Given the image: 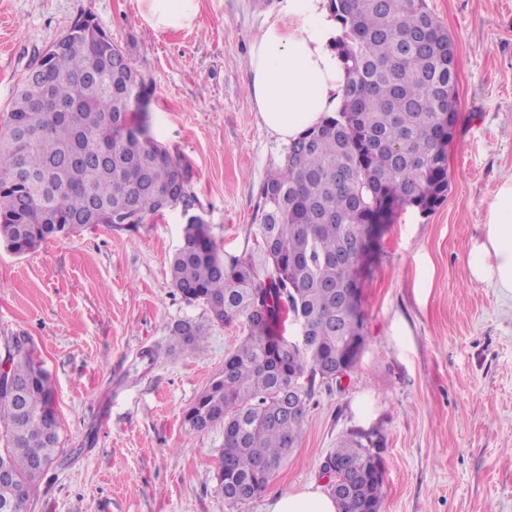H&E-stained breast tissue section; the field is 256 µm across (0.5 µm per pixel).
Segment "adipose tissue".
<instances>
[{"mask_svg": "<svg viewBox=\"0 0 512 512\" xmlns=\"http://www.w3.org/2000/svg\"><path fill=\"white\" fill-rule=\"evenodd\" d=\"M153 32L193 28L198 0H138ZM340 34L331 0H279L255 37L246 64L247 89L259 126L292 141L337 112L347 75L335 50ZM472 281L512 294V178L488 205L483 239L468 260ZM271 512H337L319 487L279 496Z\"/></svg>", "mask_w": 512, "mask_h": 512, "instance_id": "ef3b65f1", "label": "adipose tissue"}]
</instances>
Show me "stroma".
Segmentation results:
<instances>
[{
	"label": "stroma",
	"instance_id": "1",
	"mask_svg": "<svg viewBox=\"0 0 512 512\" xmlns=\"http://www.w3.org/2000/svg\"><path fill=\"white\" fill-rule=\"evenodd\" d=\"M276 3L199 0L194 28L157 34L137 0H0V118L28 65L94 21L145 79L136 122L188 168L218 247L244 254L259 187L287 150L260 129L245 83ZM427 3L460 60L448 195L385 227L363 280L364 349L342 384L315 380L302 437L261 496L218 494L224 428L183 423L248 327L213 326L195 352L166 355L171 325L209 317L169 280L181 209L24 256L0 247V360L14 341L33 348L64 450L28 512H270L278 496L327 487L325 456L361 434L384 446L380 512H512V297L471 281L467 264L512 177V0Z\"/></svg>",
	"mask_w": 512,
	"mask_h": 512
}]
</instances>
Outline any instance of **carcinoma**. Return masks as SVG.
I'll list each match as a JSON object with an SVG mask.
<instances>
[{
	"label": "carcinoma",
	"mask_w": 512,
	"mask_h": 512,
	"mask_svg": "<svg viewBox=\"0 0 512 512\" xmlns=\"http://www.w3.org/2000/svg\"><path fill=\"white\" fill-rule=\"evenodd\" d=\"M341 35L336 51L347 73L336 115L287 148L289 160L259 187L257 247L226 256L197 216L169 267L172 287L207 307L206 322L170 327L179 350L191 351L214 325L246 320L248 333L224 359V373L186 412L189 430L224 425L218 467L224 498L260 495L301 438L311 391L293 417L283 412L291 380L351 355V322L363 324L362 289L381 231L407 207L434 211L448 192L445 146L457 108L448 107L457 55L427 0H331ZM113 42L78 21L39 59L40 74L22 82L0 123V244L26 255L90 225L142 223L172 200L189 212L187 168L132 122L145 81L112 71ZM50 99L76 107L79 132L39 107ZM306 328L311 343L276 364L289 341L285 320ZM6 362L16 394L0 389V509L26 512L60 454L55 396L30 347L15 342ZM369 445L341 441L329 457L362 473L359 491L336 500L344 512L379 504L383 477Z\"/></svg>",
	"instance_id": "obj_1"
}]
</instances>
